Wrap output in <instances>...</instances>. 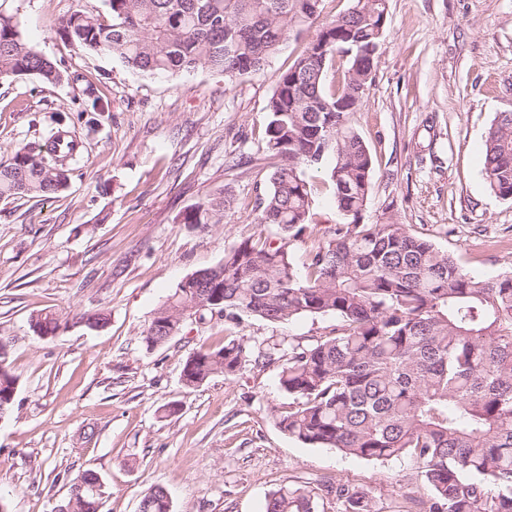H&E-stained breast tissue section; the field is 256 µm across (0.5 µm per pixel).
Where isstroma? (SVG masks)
Instances as JSON below:
<instances>
[{"mask_svg":"<svg viewBox=\"0 0 512 512\" xmlns=\"http://www.w3.org/2000/svg\"><path fill=\"white\" fill-rule=\"evenodd\" d=\"M79 0H0L26 40L70 73L47 84L0 80V162L63 127L81 142L66 190L0 200V339L18 385L0 418V497L10 512H57L73 478L96 471L100 512H138L164 487L171 512H263L266 496L305 482L366 488L379 512H409L423 489L413 461H368L282 432V361L248 365L186 386L196 350L234 339L250 351L326 336L330 316L284 324L186 318L177 336L147 347L156 310L224 249L259 232L253 206L268 184L262 132L278 76L315 29L290 35L258 71L233 80L198 68L147 76L116 56L66 40ZM373 80L350 117L374 157L365 220L394 221L431 239L479 280L512 273V199L484 174L483 144L512 112V0H387ZM96 97V124L74 100ZM234 208L207 229L181 224L202 201ZM50 310L68 327L38 336ZM107 324L88 329L83 314Z\"/></svg>","mask_w":512,"mask_h":512,"instance_id":"obj_1","label":"stroma"}]
</instances>
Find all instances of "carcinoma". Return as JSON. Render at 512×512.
Listing matches in <instances>:
<instances>
[{"instance_id": "obj_1", "label": "carcinoma", "mask_w": 512, "mask_h": 512, "mask_svg": "<svg viewBox=\"0 0 512 512\" xmlns=\"http://www.w3.org/2000/svg\"><path fill=\"white\" fill-rule=\"evenodd\" d=\"M321 0H102L79 5L63 35L95 53L117 56L142 74L208 68L231 78L257 71L291 33L318 26L315 39L278 77L263 130L273 160L269 186L254 205L262 232L224 248L216 266L196 272L160 307L147 346L175 336L187 309L229 322L257 317L274 324L333 315L336 334L288 342L254 358H287L279 385L291 402L279 428L306 445L367 460L409 458L426 492L417 512H512V275L476 280L429 239L392 217L369 224L365 208L373 157L349 123L358 89L371 81L387 26V0H353L318 23ZM69 79L40 55L18 22L0 13V79ZM23 147L0 162V199L42 197L67 187L65 158L52 144ZM328 167L341 221L326 228L298 269L290 243L312 223V185L304 170ZM490 188L512 198V112H501L485 141ZM232 202L206 201L181 215L193 228L220 224ZM41 336L67 327L56 313L32 317ZM0 339V411H12L17 378ZM249 352L231 339L188 357L191 387L213 374L233 376ZM99 475L79 473L59 512H99ZM342 512H377L360 486L323 483L281 488L264 512H318L322 494ZM139 512H170L166 490L144 494Z\"/></svg>"}]
</instances>
